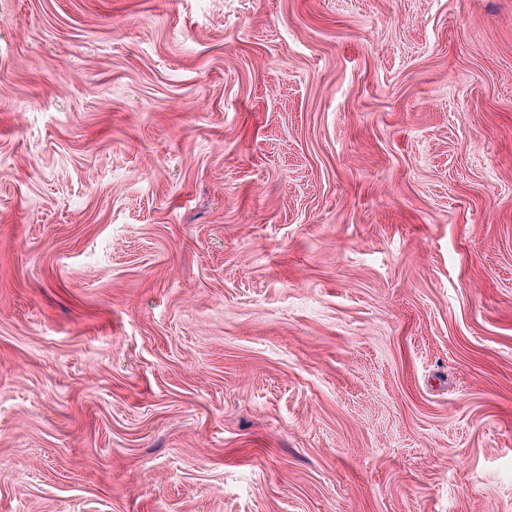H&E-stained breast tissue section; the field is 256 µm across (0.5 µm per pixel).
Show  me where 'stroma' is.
Returning a JSON list of instances; mask_svg holds the SVG:
<instances>
[{
    "instance_id": "stroma-1",
    "label": "stroma",
    "mask_w": 512,
    "mask_h": 512,
    "mask_svg": "<svg viewBox=\"0 0 512 512\" xmlns=\"http://www.w3.org/2000/svg\"><path fill=\"white\" fill-rule=\"evenodd\" d=\"M0 512H512V0H0Z\"/></svg>"
}]
</instances>
